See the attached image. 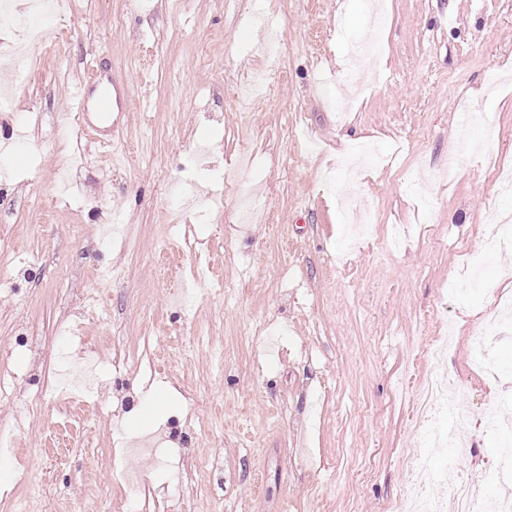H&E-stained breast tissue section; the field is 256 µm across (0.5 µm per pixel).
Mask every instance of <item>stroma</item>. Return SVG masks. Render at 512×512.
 <instances>
[{
	"label": "stroma",
	"mask_w": 512,
	"mask_h": 512,
	"mask_svg": "<svg viewBox=\"0 0 512 512\" xmlns=\"http://www.w3.org/2000/svg\"><path fill=\"white\" fill-rule=\"evenodd\" d=\"M54 26L62 57L28 46L0 117V141L26 134L0 178V358L20 355L0 375V512H107L157 429L179 479L140 459L134 512H398L436 376L471 425L432 467L512 494L482 480L507 390L474 364L512 295V246L482 259L490 216L512 212V0H389L379 21L371 0H63ZM368 36L382 69L337 99ZM102 71L130 94L103 139L77 118ZM342 195L374 212L370 236L345 242ZM84 346L94 396L37 408L59 351L77 373ZM165 442L164 434L155 432L145 437L142 441L136 442L134 448H129L128 452L132 456L145 452L153 453L155 457L160 455L167 457L176 456L178 454L177 448H164L166 447Z\"/></svg>",
	"instance_id": "35a3bbf8"
}]
</instances>
